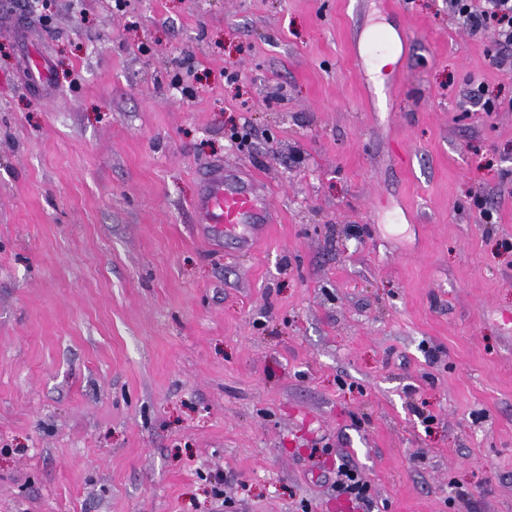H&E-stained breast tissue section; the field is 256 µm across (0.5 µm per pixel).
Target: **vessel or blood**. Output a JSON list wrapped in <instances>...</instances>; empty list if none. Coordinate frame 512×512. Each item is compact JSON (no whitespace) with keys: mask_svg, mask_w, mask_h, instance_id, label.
<instances>
[{"mask_svg":"<svg viewBox=\"0 0 512 512\" xmlns=\"http://www.w3.org/2000/svg\"><path fill=\"white\" fill-rule=\"evenodd\" d=\"M196 221L211 225L216 234L250 244L256 229L270 223L272 207L263 183L228 175L213 163L204 169V190L194 203Z\"/></svg>","mask_w":512,"mask_h":512,"instance_id":"obj_1","label":"vessel or blood"}]
</instances>
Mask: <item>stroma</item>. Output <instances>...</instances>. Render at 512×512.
I'll list each match as a JSON object with an SVG mask.
<instances>
[{
  "label": "stroma",
  "instance_id": "35a3bbf8",
  "mask_svg": "<svg viewBox=\"0 0 512 512\" xmlns=\"http://www.w3.org/2000/svg\"><path fill=\"white\" fill-rule=\"evenodd\" d=\"M494 40L448 0H0V512H353L345 458L366 512H512ZM217 161L268 187L252 250L194 224ZM336 477L338 491L349 494L352 501L369 502L370 484L360 471L349 466H339Z\"/></svg>",
  "mask_w": 512,
  "mask_h": 512
}]
</instances>
